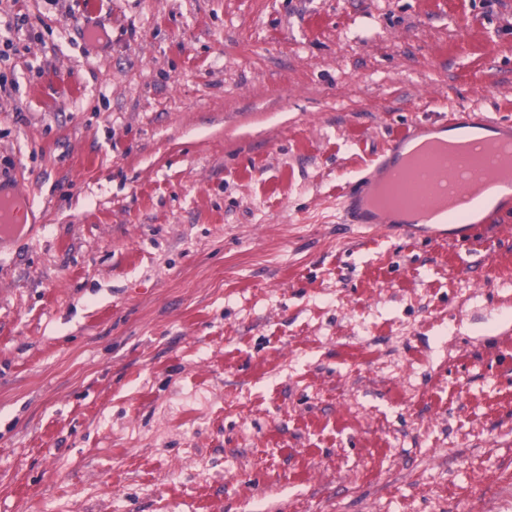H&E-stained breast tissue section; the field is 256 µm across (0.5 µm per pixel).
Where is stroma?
I'll use <instances>...</instances> for the list:
<instances>
[{"instance_id":"obj_1","label":"stroma","mask_w":512,"mask_h":512,"mask_svg":"<svg viewBox=\"0 0 512 512\" xmlns=\"http://www.w3.org/2000/svg\"><path fill=\"white\" fill-rule=\"evenodd\" d=\"M0 512H512V220L344 221L512 120V0H0ZM427 133H429V129L422 128L420 126H415L411 130H409L405 135H403L401 137V138H403L402 140H400L399 142L395 143L390 148H388V150L391 151V154L388 158H385L384 160H381L379 163H377L376 171L374 173L375 176L378 177L379 180L382 179L387 174V172L392 167H394L398 163V161L401 159V157H396L398 155V153L400 152V150L409 142H412V143H410L407 146L406 151L413 149L415 146L418 145V143H415L413 141L420 140ZM393 158H395V159H393ZM390 160H392V161H390ZM408 176H414L417 178V173L415 172V170L410 165L407 164L404 167H402L400 170L393 172L389 176L388 180L386 179L385 181L376 184V186L368 200L369 204L374 209L384 212V213L403 214V215H407L410 217H414L416 219H424V218H429V217L443 214V212H441V211L435 212V213L426 212L424 210H421L418 207V204H415V205H412V206H409L406 208L396 209V208L389 206L386 203V197L389 194L390 186L396 182L402 181L404 178H406ZM363 196L358 182L346 188L343 200L346 222L348 224H384L381 222L384 215L371 210Z\"/></svg>"}]
</instances>
